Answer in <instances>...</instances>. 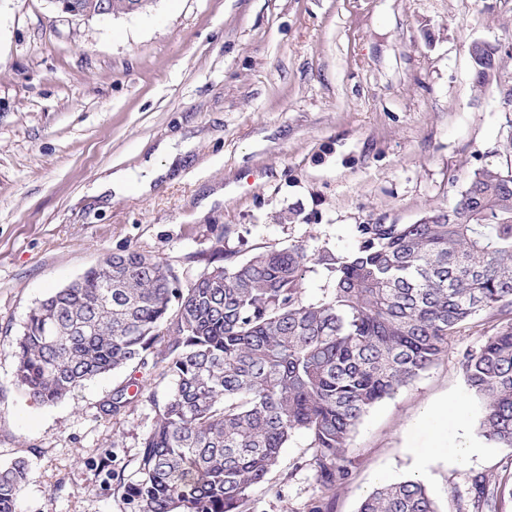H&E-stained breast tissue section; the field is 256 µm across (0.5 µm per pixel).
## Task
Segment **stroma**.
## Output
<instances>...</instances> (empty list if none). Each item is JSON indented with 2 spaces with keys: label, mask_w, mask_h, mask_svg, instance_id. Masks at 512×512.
I'll return each instance as SVG.
<instances>
[{
  "label": "stroma",
  "mask_w": 512,
  "mask_h": 512,
  "mask_svg": "<svg viewBox=\"0 0 512 512\" xmlns=\"http://www.w3.org/2000/svg\"><path fill=\"white\" fill-rule=\"evenodd\" d=\"M511 33L512 0H155L107 20L0 0V467L28 463L17 512H130L98 465L131 478L154 416L140 400L102 413L124 371L30 401L13 343L34 306L127 247L187 286L207 269L216 226L239 259L291 243L348 251L357 225L451 205L505 123L496 87L474 84L468 47ZM164 142L175 160L159 154ZM164 165L149 191L90 192L106 174L135 184ZM492 332L467 322L363 417L336 492L321 491L296 436L261 512H357L374 487L406 479L423 480L441 512H473L477 476L496 512H512L500 492L512 448L482 436L462 367ZM449 400L465 424L436 430ZM465 441L474 451L460 461Z\"/></svg>",
  "instance_id": "35a3bbf8"
}]
</instances>
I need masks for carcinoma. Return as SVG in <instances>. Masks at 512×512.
I'll use <instances>...</instances> for the list:
<instances>
[{"instance_id":"obj_1","label":"carcinoma","mask_w":512,"mask_h":512,"mask_svg":"<svg viewBox=\"0 0 512 512\" xmlns=\"http://www.w3.org/2000/svg\"><path fill=\"white\" fill-rule=\"evenodd\" d=\"M112 13L154 0H107ZM474 81L512 106V37L468 46ZM492 151L477 155L455 202L413 224L357 225L347 252L303 244L238 261L216 228L209 267L182 287L165 261L134 249L106 255L29 313L16 342L15 377L33 402L54 404L87 382L132 369L103 411L140 397L154 410L136 478L120 485L131 512H256L284 448L303 433L308 466L334 491L349 475L351 438L377 403L448 351L465 323L495 332L463 370L484 404L482 435L512 448V117ZM331 288L310 301V265ZM168 380L158 399L152 385ZM27 462L0 469V512H14ZM358 512H439L418 479L385 483Z\"/></svg>"}]
</instances>
